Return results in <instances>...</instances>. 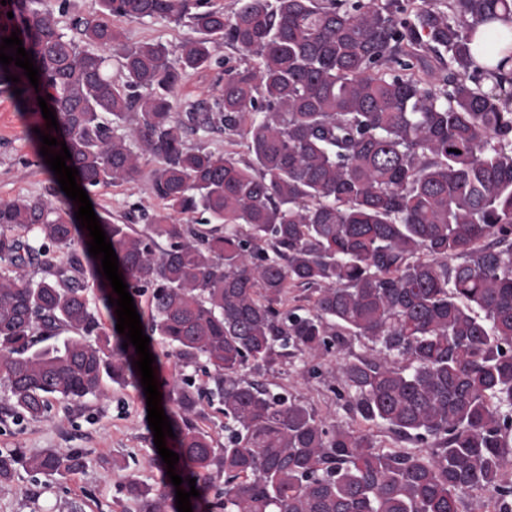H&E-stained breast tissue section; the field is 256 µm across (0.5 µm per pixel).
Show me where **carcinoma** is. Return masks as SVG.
<instances>
[{
	"label": "carcinoma",
	"mask_w": 512,
	"mask_h": 512,
	"mask_svg": "<svg viewBox=\"0 0 512 512\" xmlns=\"http://www.w3.org/2000/svg\"><path fill=\"white\" fill-rule=\"evenodd\" d=\"M37 2L0 4V39L21 31L39 87L12 63L20 82L0 65V88L66 143L89 195L136 181L139 154L154 161L147 187L162 209L151 222H100L129 293L149 290L137 312L150 352L157 341L174 370L210 369L222 448L190 418L189 378L160 389L176 474L200 493L193 512H463L460 493L476 487L494 512H512V69L480 66L471 48L478 25L512 16V0H234L228 12L210 0H94L71 37ZM119 19L193 36L175 49L130 45ZM221 41L256 63L225 69L216 95L177 111L182 78L209 67ZM219 127L245 140L248 160L185 147ZM77 207L63 192L0 203V380L31 417L101 393L105 378L141 387ZM188 214L206 219L182 223ZM35 260L48 276L29 275ZM295 288L308 305L292 303ZM349 337L371 354L347 350ZM333 348L346 425L262 380ZM16 463L0 452L1 483ZM85 464L53 451L29 461L49 477ZM214 466L224 499L210 502ZM131 491L140 512H178L171 492Z\"/></svg>",
	"instance_id": "carcinoma-1"
}]
</instances>
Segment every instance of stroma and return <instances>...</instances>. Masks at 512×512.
Masks as SVG:
<instances>
[{"label": "stroma", "mask_w": 512, "mask_h": 512, "mask_svg": "<svg viewBox=\"0 0 512 512\" xmlns=\"http://www.w3.org/2000/svg\"><path fill=\"white\" fill-rule=\"evenodd\" d=\"M130 44L161 41L177 47L184 26L162 20L124 19L119 23ZM235 49L217 45L208 69L187 75L177 90L182 100L216 94L224 70L242 66ZM54 184L36 155L28 120L18 106L0 93V201L18 196H50ZM96 210L111 222L142 227L161 210L145 182L120 183L99 189L92 197ZM337 352L283 364L267 372L273 389L313 406L336 424L349 414L333 389L340 384ZM79 455L83 469L48 478L33 471L28 459L46 450ZM22 456L10 482L0 484V512H139L140 501L128 488L158 489L162 472L153 432L147 420L146 397L131 385L105 382L103 393L77 402L51 401L40 417L16 415L6 384L0 382V452Z\"/></svg>", "instance_id": "1"}]
</instances>
